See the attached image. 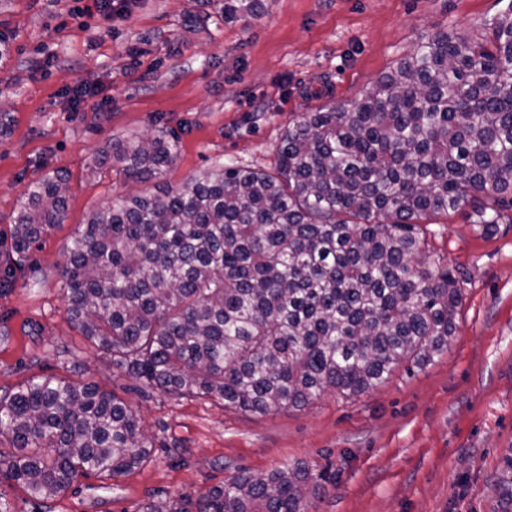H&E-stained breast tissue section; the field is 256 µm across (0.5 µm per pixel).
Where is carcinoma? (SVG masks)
I'll use <instances>...</instances> for the list:
<instances>
[{"label": "carcinoma", "instance_id": "1", "mask_svg": "<svg viewBox=\"0 0 512 512\" xmlns=\"http://www.w3.org/2000/svg\"><path fill=\"white\" fill-rule=\"evenodd\" d=\"M263 0H217L234 22ZM178 137L113 140L97 165L129 182L164 176ZM67 178L30 183L0 288L64 220ZM512 6L481 42L438 31L359 99L303 112L274 172L222 166L160 196L92 212L61 270L67 320L112 368L147 387L247 413L358 397L402 363L448 347L456 268L431 259L429 225L462 214L485 234L512 224ZM0 486L39 502L149 460L138 411L55 373L0 395ZM303 462L242 471L195 501L138 512H309Z\"/></svg>", "mask_w": 512, "mask_h": 512}]
</instances>
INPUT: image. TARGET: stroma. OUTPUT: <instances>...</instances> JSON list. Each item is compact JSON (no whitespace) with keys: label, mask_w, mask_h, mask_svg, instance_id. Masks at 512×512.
Wrapping results in <instances>:
<instances>
[{"label":"stroma","mask_w":512,"mask_h":512,"mask_svg":"<svg viewBox=\"0 0 512 512\" xmlns=\"http://www.w3.org/2000/svg\"><path fill=\"white\" fill-rule=\"evenodd\" d=\"M512 0H268L260 18L192 22L197 0H128L111 21L79 0H0V254L21 194L68 177L62 224L0 292V393L56 373L138 410L151 461L82 476L52 512H136L197 499L241 471L301 461L321 481L309 512H512V224L484 237L456 215L433 250L463 275L447 350L355 398L250 414L113 373L66 319L60 272L80 224L222 165L268 169L300 113L354 101L433 32L478 40ZM158 128L179 138L160 181L98 168L107 142Z\"/></svg>","instance_id":"1"}]
</instances>
